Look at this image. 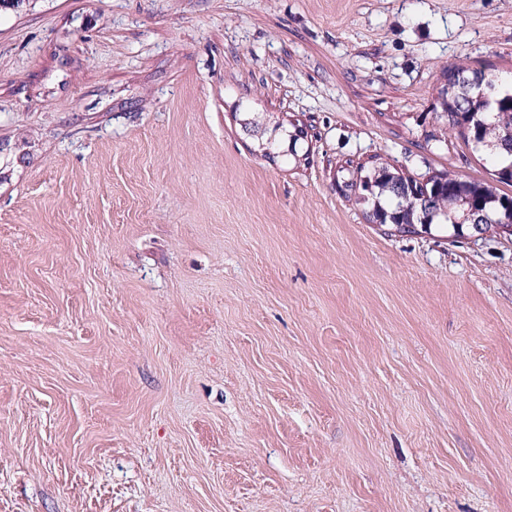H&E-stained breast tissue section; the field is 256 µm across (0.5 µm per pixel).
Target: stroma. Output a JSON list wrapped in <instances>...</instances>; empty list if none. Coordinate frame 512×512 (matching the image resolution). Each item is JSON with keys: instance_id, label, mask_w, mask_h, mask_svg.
Listing matches in <instances>:
<instances>
[{"instance_id": "stroma-1", "label": "stroma", "mask_w": 512, "mask_h": 512, "mask_svg": "<svg viewBox=\"0 0 512 512\" xmlns=\"http://www.w3.org/2000/svg\"><path fill=\"white\" fill-rule=\"evenodd\" d=\"M460 63L512 79V0L0 10V512H512V238L343 191L492 181Z\"/></svg>"}]
</instances>
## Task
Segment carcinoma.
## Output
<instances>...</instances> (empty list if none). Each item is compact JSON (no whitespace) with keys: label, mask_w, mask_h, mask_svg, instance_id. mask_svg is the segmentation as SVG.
I'll return each instance as SVG.
<instances>
[{"label":"carcinoma","mask_w":512,"mask_h":512,"mask_svg":"<svg viewBox=\"0 0 512 512\" xmlns=\"http://www.w3.org/2000/svg\"><path fill=\"white\" fill-rule=\"evenodd\" d=\"M461 73L494 87L489 99L468 95L448 86L442 91V118L450 131L486 152L496 162V181L512 185V88L498 84L481 68L457 64L447 77ZM345 190L368 207L373 224L389 225L400 233L428 230L446 224L450 236L460 238L469 230L473 217L484 214L493 226L512 236V196L499 194L486 183L465 179L447 170L418 180L380 163L361 166L344 182Z\"/></svg>","instance_id":"carcinoma-1"}]
</instances>
